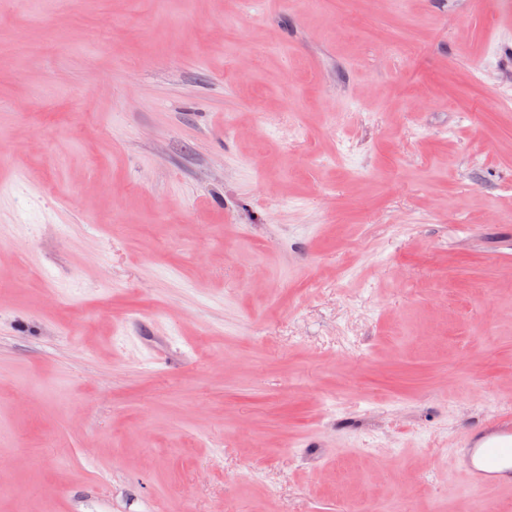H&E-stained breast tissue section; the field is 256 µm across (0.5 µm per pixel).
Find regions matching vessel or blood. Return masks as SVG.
Returning <instances> with one entry per match:
<instances>
[{"label": "vessel or blood", "instance_id": "b4317fda", "mask_svg": "<svg viewBox=\"0 0 512 512\" xmlns=\"http://www.w3.org/2000/svg\"><path fill=\"white\" fill-rule=\"evenodd\" d=\"M463 456V470L471 483L512 486V417H493L469 435Z\"/></svg>", "mask_w": 512, "mask_h": 512}]
</instances>
